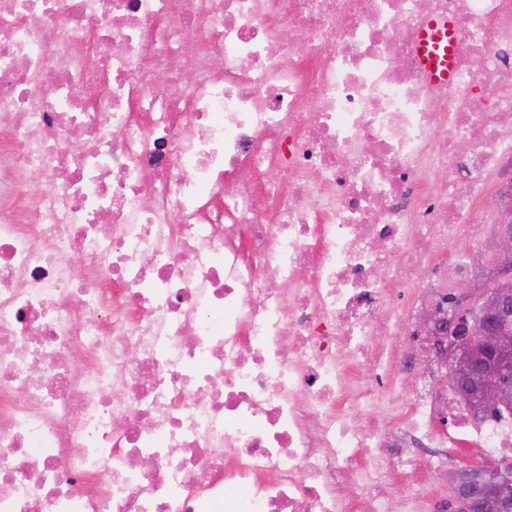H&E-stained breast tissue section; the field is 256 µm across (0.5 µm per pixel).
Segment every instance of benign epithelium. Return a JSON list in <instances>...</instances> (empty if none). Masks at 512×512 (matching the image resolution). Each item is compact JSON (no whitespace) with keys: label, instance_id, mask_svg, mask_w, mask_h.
Instances as JSON below:
<instances>
[{"label":"benign epithelium","instance_id":"benign-epithelium-1","mask_svg":"<svg viewBox=\"0 0 512 512\" xmlns=\"http://www.w3.org/2000/svg\"><path fill=\"white\" fill-rule=\"evenodd\" d=\"M500 256L496 273L481 282L461 280L455 292L428 306L422 332L433 356H420L408 376L433 378L436 386L461 387L468 382L486 410L503 403L506 378L512 374V222L495 240ZM512 483V472L488 474L490 492L478 501L454 489L458 512H509L512 502L495 490Z\"/></svg>","mask_w":512,"mask_h":512}]
</instances>
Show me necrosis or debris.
Wrapping results in <instances>:
<instances>
[{"instance_id":"necrosis-or-debris-1","label":"necrosis or debris","mask_w":512,"mask_h":512,"mask_svg":"<svg viewBox=\"0 0 512 512\" xmlns=\"http://www.w3.org/2000/svg\"><path fill=\"white\" fill-rule=\"evenodd\" d=\"M506 208L512 0H0V512H389L377 457L511 447L400 385ZM428 27L429 31L424 32L419 45L418 56L420 62L432 77L447 81L450 79L452 72L449 51L452 40L456 38L455 32L449 22H432ZM445 38L446 44H442ZM429 46H431V49H429ZM440 50L442 55L439 53ZM439 67L442 68L439 70V76H437Z\"/></svg>"}]
</instances>
